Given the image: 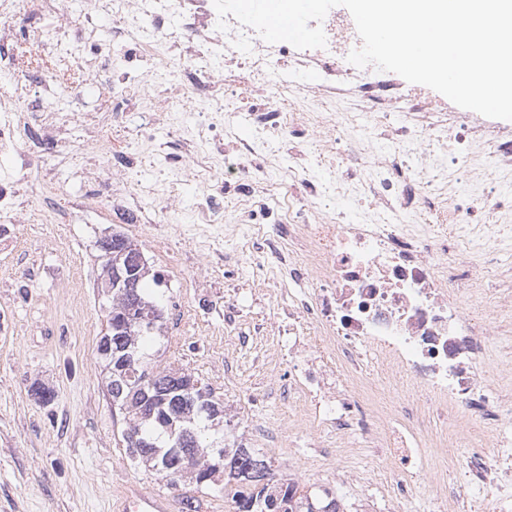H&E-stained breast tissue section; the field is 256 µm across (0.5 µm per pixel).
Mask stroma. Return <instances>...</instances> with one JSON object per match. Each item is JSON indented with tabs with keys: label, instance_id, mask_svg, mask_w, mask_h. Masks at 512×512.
Here are the masks:
<instances>
[{
	"label": "stroma",
	"instance_id": "obj_1",
	"mask_svg": "<svg viewBox=\"0 0 512 512\" xmlns=\"http://www.w3.org/2000/svg\"><path fill=\"white\" fill-rule=\"evenodd\" d=\"M23 15L16 27L18 56L12 66L0 67V91L15 88L17 73L30 67L34 36L50 26L45 0H25ZM55 69L58 81L31 79L26 93L51 99L63 124L40 129V162L18 182L17 199L38 214L41 205L31 192L49 180L61 188L72 217L66 224L36 217L10 225L0 243V512H110L129 484L174 497L172 512H189L182 503L186 497L201 498L210 512L230 510L227 495L192 483L168 486L162 475L126 458L97 353L107 329L94 286L104 264L97 243L114 231L140 245L162 275L165 331L147 348L145 363L194 374L223 398L230 419L275 423L279 445L264 454L283 482L308 494L330 493L347 512H392L398 477L393 468L382 467L380 451L366 436L333 434L323 450L295 426L278 425L283 406L272 380L298 377L306 363L279 357L287 335H254L271 309L261 301L265 287L252 281L249 266L233 272L219 268L188 283L179 273L191 252L157 247L148 228L162 216L148 195L162 187L161 172L168 165L163 152L145 156L132 173L135 189L126 201L136 223H118L105 208H80L81 200L103 190L87 174V145L102 142L113 151H132L140 105L129 101L120 125L102 126L99 114L114 107L110 73L84 87L73 69L61 63ZM229 302L240 314L228 328ZM241 335L248 343L238 344ZM35 384L54 392L51 405L37 402ZM408 491L412 512H463L461 501L469 496L463 490L458 498H441L435 484L423 479L410 483Z\"/></svg>",
	"mask_w": 512,
	"mask_h": 512
}]
</instances>
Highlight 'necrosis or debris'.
Listing matches in <instances>:
<instances>
[{"mask_svg":"<svg viewBox=\"0 0 512 512\" xmlns=\"http://www.w3.org/2000/svg\"><path fill=\"white\" fill-rule=\"evenodd\" d=\"M92 12L111 18L108 40L91 39ZM53 13L52 40L111 61L116 101L135 95L158 59L178 65L177 80L157 91L165 110L140 115V137L164 125L185 145L152 206L188 215L182 235L202 261L185 279L220 254L228 267L249 262L273 288L289 357L309 355L282 391L299 408V431L364 433L402 480L423 472L444 493L448 430L457 428L460 483L495 473L491 492L476 497L512 512V405L496 387L512 364L486 360L489 338L512 315V289L492 285L512 273L501 258L512 243V121L352 65L362 41L336 7L321 23L326 46L305 50L267 43L231 16L219 30L213 0H88L82 10L55 0ZM347 100L355 111H339ZM32 118L0 94V155L20 167L36 155ZM137 158L116 153L101 168L113 212ZM452 236L461 252L451 260ZM369 351L397 402L373 403L362 375ZM487 410L495 425L485 440L467 427Z\"/></svg>","mask_w":512,"mask_h":512,"instance_id":"1","label":"necrosis or debris"}]
</instances>
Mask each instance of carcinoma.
Here are the masks:
<instances>
[{
  "mask_svg": "<svg viewBox=\"0 0 512 512\" xmlns=\"http://www.w3.org/2000/svg\"><path fill=\"white\" fill-rule=\"evenodd\" d=\"M124 254L107 257L106 263L119 261L133 275L140 276L137 284L139 307L149 309L151 321H125L130 299L120 288L112 289L107 297L108 331L100 337L97 352L105 361L109 373L107 391L121 415L123 447L129 460L161 475L175 467L183 449L180 434L188 431L195 436L211 430L210 418L191 412L190 405L181 400L175 389L186 384L189 374L170 367L153 369V381L143 380L142 351L159 329L162 306L156 286L161 284L157 274L146 267L142 251L127 237H122ZM190 472L178 476L198 487L216 484L218 478L235 481L232 494L233 512H340L334 498L299 494L293 484L275 481L270 461L254 448H226L224 461L215 459L212 451L201 444L189 449Z\"/></svg>",
  "mask_w": 512,
  "mask_h": 512,
  "instance_id": "cac0c4a2",
  "label": "carcinoma"
}]
</instances>
